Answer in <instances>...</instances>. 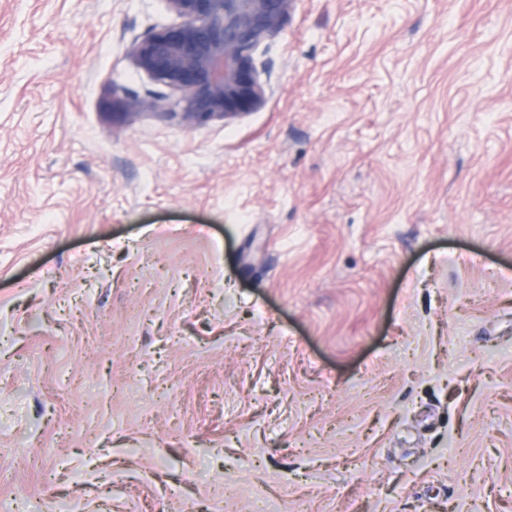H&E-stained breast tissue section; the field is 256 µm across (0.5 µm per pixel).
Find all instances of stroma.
I'll use <instances>...</instances> for the list:
<instances>
[{
	"label": "stroma",
	"instance_id": "obj_1",
	"mask_svg": "<svg viewBox=\"0 0 512 512\" xmlns=\"http://www.w3.org/2000/svg\"><path fill=\"white\" fill-rule=\"evenodd\" d=\"M165 0H0V512H512V0H296L184 125Z\"/></svg>",
	"mask_w": 512,
	"mask_h": 512
}]
</instances>
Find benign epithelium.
Masks as SVG:
<instances>
[{"label": "benign epithelium", "mask_w": 512, "mask_h": 512, "mask_svg": "<svg viewBox=\"0 0 512 512\" xmlns=\"http://www.w3.org/2000/svg\"><path fill=\"white\" fill-rule=\"evenodd\" d=\"M179 19L128 46L134 65L169 91L130 98L131 112L202 123L260 106L256 52L282 31L294 0H166Z\"/></svg>", "instance_id": "7a95c632"}]
</instances>
